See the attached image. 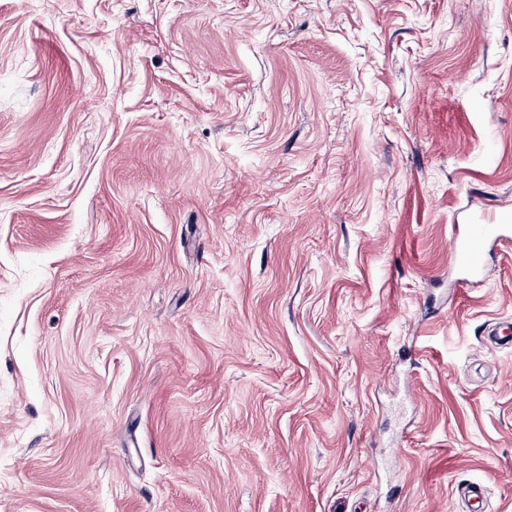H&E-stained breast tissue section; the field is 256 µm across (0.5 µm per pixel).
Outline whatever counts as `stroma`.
<instances>
[{
	"label": "stroma",
	"instance_id": "1",
	"mask_svg": "<svg viewBox=\"0 0 512 512\" xmlns=\"http://www.w3.org/2000/svg\"><path fill=\"white\" fill-rule=\"evenodd\" d=\"M512 0H0V512H512ZM512 215L502 213L495 224L478 221L461 228L459 224L450 226V253L448 265L464 274L466 283L483 282L489 275L488 255L494 244L511 243Z\"/></svg>",
	"mask_w": 512,
	"mask_h": 512
}]
</instances>
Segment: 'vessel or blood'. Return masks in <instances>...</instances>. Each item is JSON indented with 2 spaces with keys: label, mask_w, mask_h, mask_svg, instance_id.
<instances>
[{
  "label": "vessel or blood",
  "mask_w": 512,
  "mask_h": 512,
  "mask_svg": "<svg viewBox=\"0 0 512 512\" xmlns=\"http://www.w3.org/2000/svg\"><path fill=\"white\" fill-rule=\"evenodd\" d=\"M511 241L512 214L508 212L502 213L494 224L451 225L448 264L463 272L465 282L485 281L492 246Z\"/></svg>",
  "instance_id": "vessel-or-blood-1"
}]
</instances>
